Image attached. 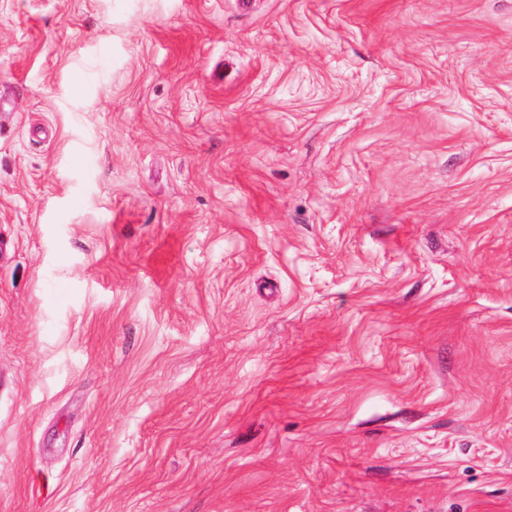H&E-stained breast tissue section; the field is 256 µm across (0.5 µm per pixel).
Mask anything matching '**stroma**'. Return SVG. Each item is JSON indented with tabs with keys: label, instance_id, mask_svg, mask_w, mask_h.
I'll return each mask as SVG.
<instances>
[{
	"label": "stroma",
	"instance_id": "obj_1",
	"mask_svg": "<svg viewBox=\"0 0 512 512\" xmlns=\"http://www.w3.org/2000/svg\"><path fill=\"white\" fill-rule=\"evenodd\" d=\"M0 512H512V0H0Z\"/></svg>",
	"mask_w": 512,
	"mask_h": 512
}]
</instances>
